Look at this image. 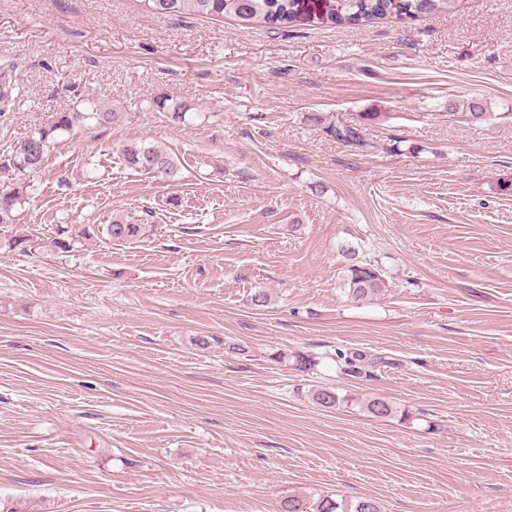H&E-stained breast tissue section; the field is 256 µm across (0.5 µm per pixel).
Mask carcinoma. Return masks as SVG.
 I'll list each match as a JSON object with an SVG mask.
<instances>
[{"label":"carcinoma","mask_w":512,"mask_h":512,"mask_svg":"<svg viewBox=\"0 0 512 512\" xmlns=\"http://www.w3.org/2000/svg\"><path fill=\"white\" fill-rule=\"evenodd\" d=\"M146 8L161 15L191 11L201 17H232L240 22H256L272 29L292 28L303 23L320 27L366 28L389 19L414 20L422 15L447 12L457 0H327L323 10L302 11L300 0H143ZM152 112H163L174 123H184L189 118L190 106L169 104L166 96L157 97L149 106ZM474 123H489L498 119V114L486 111L482 102L474 100L468 111L462 113ZM119 113L100 107L93 99L82 100V108L71 112H58L46 125L36 129L13 148L10 156L0 161V173L21 178L41 168L46 153L59 137L77 130L105 127L117 121ZM309 122L323 127L331 137L361 150L369 143L354 127L328 122L320 113L306 117ZM120 153L127 166L152 175L164 181L181 179V162L172 153L161 150L143 141L126 143ZM26 186L0 189V224L13 223L15 213L23 204ZM142 231L140 224H127L117 219L105 225L104 232L114 241H128ZM347 261L343 278V289L355 301L379 293L384 280L378 268L359 260V250L352 245L341 247ZM339 369L346 376L359 378L366 368L385 362L362 350L340 356ZM313 401L324 407L334 408L347 401L336 388L325 386L315 390ZM367 412L380 419L396 414V407L384 397L368 400ZM280 512H381L380 505L373 499H360L353 509H345L330 496L307 503L296 497L285 499Z\"/></svg>","instance_id":"cac0c4a2"}]
</instances>
